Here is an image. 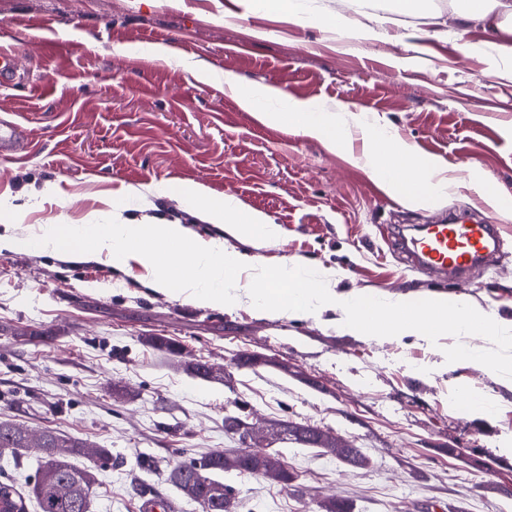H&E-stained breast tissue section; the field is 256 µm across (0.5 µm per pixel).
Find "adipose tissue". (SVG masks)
<instances>
[{
  "label": "adipose tissue",
  "mask_w": 512,
  "mask_h": 512,
  "mask_svg": "<svg viewBox=\"0 0 512 512\" xmlns=\"http://www.w3.org/2000/svg\"><path fill=\"white\" fill-rule=\"evenodd\" d=\"M455 19L459 33H466L474 25L482 26L493 43L512 56V0H471L469 7L456 11ZM224 85L242 110L263 124L294 128L331 151L342 150L347 144L349 130L337 121L334 113L306 102L287 100L277 87L244 85L229 78ZM363 161L379 182L414 208L447 196L453 184L447 176V163L438 158H417L412 148L385 126L368 127ZM156 193L161 197H179L203 221L223 225L228 235L235 238L275 242L283 234L282 227L264 213L245 210L235 197L211 195L198 184L161 185Z\"/></svg>",
  "instance_id": "obj_1"
}]
</instances>
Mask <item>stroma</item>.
<instances>
[{"label": "stroma", "instance_id": "stroma-1", "mask_svg": "<svg viewBox=\"0 0 512 512\" xmlns=\"http://www.w3.org/2000/svg\"><path fill=\"white\" fill-rule=\"evenodd\" d=\"M463 0H309L305 21L254 12L247 0H0V46L16 75L0 83V125L17 126L24 149L0 152V197L24 207L16 233L82 224L123 191L126 215L200 222L160 184L196 182L231 195L284 229L265 244L231 240L261 264L294 259L335 269L341 291L447 294L512 320V221L501 263L466 283L411 268L396 250L395 224L485 210L473 189L411 208L356 164L363 126L391 128L420 157L454 176L477 169L512 191V64H501L481 26L458 36ZM442 12V37L417 15ZM342 13L368 24L388 15L385 39L344 38L324 20ZM175 50L169 61L147 49ZM207 63L215 78L188 68ZM279 87L350 122L347 152H329L292 128L268 126L224 90V74ZM59 194L26 206L29 185ZM140 266L73 263L32 248L0 251V422L30 434L56 431L109 449L119 466L99 470L90 512H140L144 494L201 512L167 476L177 461L241 448L224 417L246 409L255 450L280 452L291 486L262 475L221 474L238 512H322L329 498L352 512H512V379L483 365L450 367L414 336L364 339L340 333L337 315L257 316L249 297L230 311L196 306L144 285ZM160 336L182 356L148 344ZM255 355L240 368L238 354ZM206 361L213 376L190 375ZM494 400L492 413L450 403L459 389ZM320 428L362 448L354 469L334 454L276 439L278 422ZM42 453L0 459L36 512L29 479ZM149 457L151 467L140 466Z\"/></svg>", "mask_w": 512, "mask_h": 512}]
</instances>
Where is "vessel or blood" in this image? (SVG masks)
Returning <instances> with one entry per match:
<instances>
[{"label": "vessel or blood", "instance_id": "obj_1", "mask_svg": "<svg viewBox=\"0 0 512 512\" xmlns=\"http://www.w3.org/2000/svg\"><path fill=\"white\" fill-rule=\"evenodd\" d=\"M499 241V227L493 220L468 223L449 219L426 225L418 236L407 240L406 247L420 266L457 276L489 261Z\"/></svg>", "mask_w": 512, "mask_h": 512}]
</instances>
